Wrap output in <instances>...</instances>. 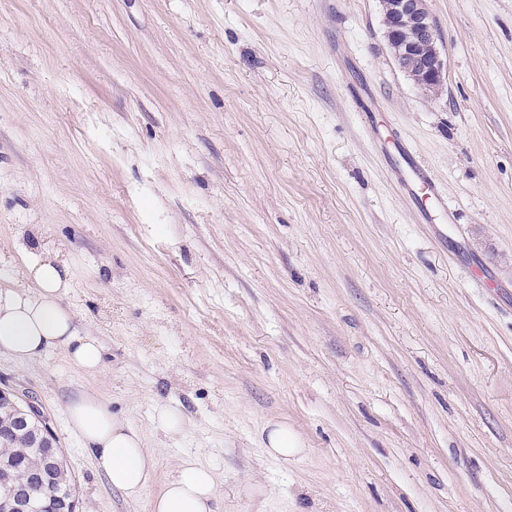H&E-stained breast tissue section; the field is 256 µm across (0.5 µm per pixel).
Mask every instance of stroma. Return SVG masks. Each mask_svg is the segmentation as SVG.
<instances>
[{
    "label": "stroma",
    "mask_w": 512,
    "mask_h": 512,
    "mask_svg": "<svg viewBox=\"0 0 512 512\" xmlns=\"http://www.w3.org/2000/svg\"><path fill=\"white\" fill-rule=\"evenodd\" d=\"M429 7L437 95L379 0H0V281L51 252L105 348L95 374L1 352L0 384L38 399L79 512H149L186 459L219 512H512V0ZM394 134L447 237L399 192ZM79 392L153 451L139 499L82 447ZM387 156L388 162L399 170L400 191L411 200L423 224H433L437 215L447 218V223L441 224H456L454 211L448 208L434 179L413 154L400 145L396 153ZM264 447L276 459L288 461L301 450V442L288 425L279 422L268 423L264 428Z\"/></svg>",
    "instance_id": "stroma-1"
}]
</instances>
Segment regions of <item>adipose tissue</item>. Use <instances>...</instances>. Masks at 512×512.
Wrapping results in <instances>:
<instances>
[{
  "label": "adipose tissue",
  "mask_w": 512,
  "mask_h": 512,
  "mask_svg": "<svg viewBox=\"0 0 512 512\" xmlns=\"http://www.w3.org/2000/svg\"><path fill=\"white\" fill-rule=\"evenodd\" d=\"M25 267L29 286H0V352L28 361L61 348L76 367L98 371L102 345L91 332L78 329L64 302L71 283L68 265L46 254L26 260ZM68 414L97 469L112 487L138 499L156 467L139 433L91 393L71 401ZM216 493L213 471L188 465L165 482L151 502V512H214Z\"/></svg>",
  "instance_id": "adipose-tissue-1"
}]
</instances>
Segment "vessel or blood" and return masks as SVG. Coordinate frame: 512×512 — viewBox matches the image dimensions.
Wrapping results in <instances>:
<instances>
[{"label": "vessel or blood", "instance_id": "b4317fda", "mask_svg": "<svg viewBox=\"0 0 512 512\" xmlns=\"http://www.w3.org/2000/svg\"><path fill=\"white\" fill-rule=\"evenodd\" d=\"M388 161L398 168V187L411 200L422 223H433L440 216L454 220V212L434 179L413 154L401 147L389 154Z\"/></svg>", "mask_w": 512, "mask_h": 512}]
</instances>
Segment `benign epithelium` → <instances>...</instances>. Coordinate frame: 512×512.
<instances>
[{
	"mask_svg": "<svg viewBox=\"0 0 512 512\" xmlns=\"http://www.w3.org/2000/svg\"><path fill=\"white\" fill-rule=\"evenodd\" d=\"M383 37L396 63L421 90L439 92L447 77V57L440 45L429 0H379ZM14 408L15 417L0 423V437L29 434L48 449L40 466L28 472L22 484H0V512H77V499L70 495H38L36 490L54 488V474L61 460L52 428L42 408L32 398L18 396L0 387V405Z\"/></svg>",
	"mask_w": 512,
	"mask_h": 512,
	"instance_id": "1",
	"label": "benign epithelium"
}]
</instances>
